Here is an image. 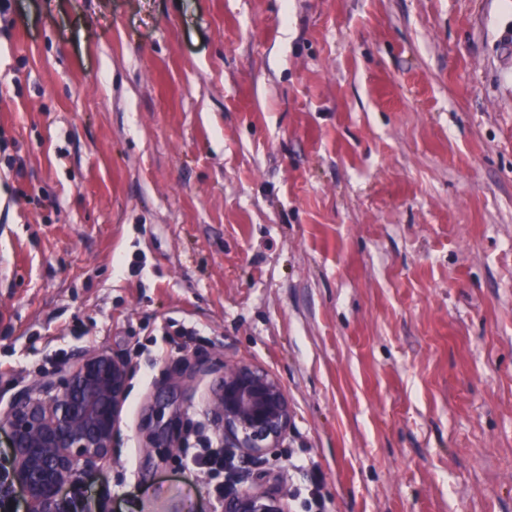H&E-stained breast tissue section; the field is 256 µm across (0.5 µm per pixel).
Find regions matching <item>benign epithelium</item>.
<instances>
[{"mask_svg":"<svg viewBox=\"0 0 512 512\" xmlns=\"http://www.w3.org/2000/svg\"><path fill=\"white\" fill-rule=\"evenodd\" d=\"M128 391V364L105 348L88 350L54 377L0 410L14 448L12 478L29 512H55L74 476L105 462ZM213 421L224 448L238 459L256 461L280 447L293 409L280 381L247 361L224 364L213 393ZM224 512H285L277 489H254L231 476Z\"/></svg>","mask_w":512,"mask_h":512,"instance_id":"7a95c632","label":"benign epithelium"}]
</instances>
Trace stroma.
<instances>
[{"label": "stroma", "mask_w": 512, "mask_h": 512, "mask_svg": "<svg viewBox=\"0 0 512 512\" xmlns=\"http://www.w3.org/2000/svg\"><path fill=\"white\" fill-rule=\"evenodd\" d=\"M512 0H11L0 405L128 359L99 512H213L225 363L291 512H512ZM21 160V169L9 159ZM196 327L190 341L182 328ZM213 404L224 448L238 459L260 460L288 435L293 409L286 390L276 376L251 362L225 363ZM224 448H185L180 464L217 476L224 473Z\"/></svg>", "instance_id": "stroma-1"}]
</instances>
